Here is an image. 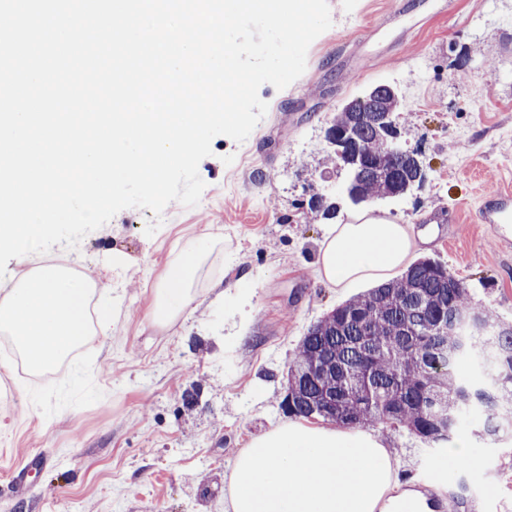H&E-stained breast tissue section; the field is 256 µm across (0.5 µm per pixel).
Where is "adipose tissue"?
Instances as JSON below:
<instances>
[{
	"label": "adipose tissue",
	"instance_id": "obj_1",
	"mask_svg": "<svg viewBox=\"0 0 512 512\" xmlns=\"http://www.w3.org/2000/svg\"><path fill=\"white\" fill-rule=\"evenodd\" d=\"M413 239L407 225L383 219L334 224L321 249L318 274L338 287L402 265ZM215 243L201 237L168 261L149 314L167 325L193 303ZM94 290L60 266H44L0 294V332L11 335L36 370L53 367L86 335ZM397 461L375 435L286 421L241 451L229 485L231 512H386Z\"/></svg>",
	"mask_w": 512,
	"mask_h": 512
}]
</instances>
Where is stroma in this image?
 <instances>
[{"instance_id":"stroma-1","label":"stroma","mask_w":512,"mask_h":512,"mask_svg":"<svg viewBox=\"0 0 512 512\" xmlns=\"http://www.w3.org/2000/svg\"><path fill=\"white\" fill-rule=\"evenodd\" d=\"M454 2L448 17L433 0H328L332 25L311 43L305 72L284 89L260 87L268 110L244 142L213 139L198 205L173 202L158 217L128 208L77 248L8 262L0 290L33 267L62 265L104 285L112 309L108 334L88 321L86 342L52 369L32 372L0 349V512H225L236 456L285 418L287 365L302 336L373 286L321 282L328 221L311 210L313 196L340 202V224L409 225L419 238L409 261L447 266L473 303L512 322V247L470 217L482 194L512 182V0ZM383 18L385 32L358 50ZM380 84L401 95L400 140L426 178L403 198L352 206L325 133ZM438 213L454 223L431 224ZM204 236L217 245L194 311L155 326L148 309L170 256ZM480 429L467 418L473 458L444 471L435 467L444 447L378 431L410 487L425 473L444 498L467 484L473 512H512V434L489 441Z\"/></svg>"}]
</instances>
